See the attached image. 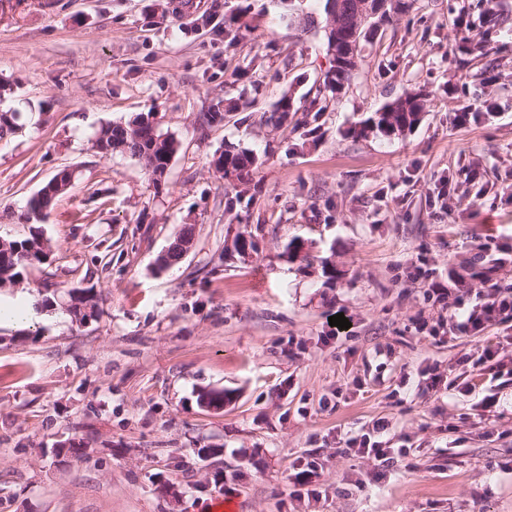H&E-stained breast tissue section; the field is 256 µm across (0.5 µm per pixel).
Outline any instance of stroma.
Here are the masks:
<instances>
[{"mask_svg":"<svg viewBox=\"0 0 512 512\" xmlns=\"http://www.w3.org/2000/svg\"><path fill=\"white\" fill-rule=\"evenodd\" d=\"M324 4L0 6V111L21 114L0 141V240L27 237L26 200L75 173L41 225L49 258L0 288L33 310L0 324V512H202L224 495L237 512H512V324L452 337L426 294L469 306L486 279L512 284V0L489 19L485 0H414L362 38L337 93ZM412 92V129L358 135ZM468 105L480 120L457 125ZM148 111L177 143L157 185L92 146ZM224 149L258 155L247 183L215 170ZM187 224L192 247L158 270ZM75 287L95 289L98 321L62 307ZM205 389L223 409L198 405ZM381 417L406 451L384 470L344 451ZM72 441L81 457H54ZM310 452L322 492L299 498L287 476Z\"/></svg>","mask_w":512,"mask_h":512,"instance_id":"1","label":"stroma"}]
</instances>
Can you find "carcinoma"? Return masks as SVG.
<instances>
[{
	"instance_id": "cac0c4a2",
	"label": "carcinoma",
	"mask_w": 512,
	"mask_h": 512,
	"mask_svg": "<svg viewBox=\"0 0 512 512\" xmlns=\"http://www.w3.org/2000/svg\"><path fill=\"white\" fill-rule=\"evenodd\" d=\"M394 109L390 112L378 111L364 122L359 134L377 130L383 134L403 132L411 128L417 121L414 109L424 107V103H412L408 98H398L393 102ZM154 113L147 112L128 124L107 122L103 124L96 136L94 147L102 155L115 153L129 155L145 161L153 181L158 182L164 175L169 160L176 151L177 144L159 127L148 125ZM19 115L16 112L0 113V140L15 135L20 129ZM258 157L248 151L230 152L216 156L215 169L224 177L233 176L235 180H247L257 166ZM70 187L68 183H47L25 204V216L31 224L28 237L21 240L0 241V285L21 282L27 270L45 262L50 253L47 241L43 237L41 223L43 216L52 207L58 196ZM192 227L184 226L173 240L168 250L159 257V268H168L181 261L185 254V246L192 245ZM64 302L66 310L75 322L85 325L97 321L100 315L98 297L90 288H75L67 293Z\"/></svg>"
}]
</instances>
